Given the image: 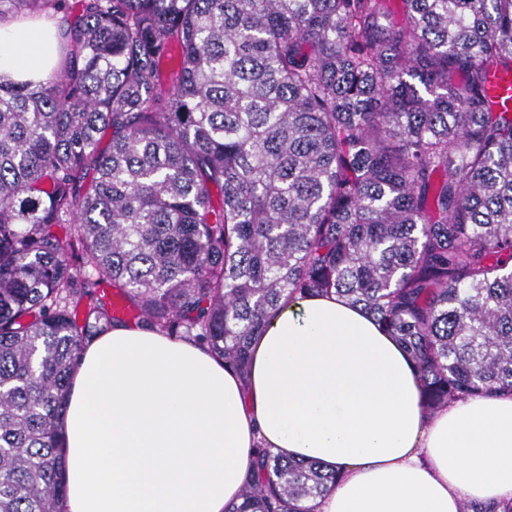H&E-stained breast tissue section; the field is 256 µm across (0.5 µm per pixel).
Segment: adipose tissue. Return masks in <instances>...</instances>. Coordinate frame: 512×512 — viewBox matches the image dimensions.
Instances as JSON below:
<instances>
[{"mask_svg":"<svg viewBox=\"0 0 512 512\" xmlns=\"http://www.w3.org/2000/svg\"><path fill=\"white\" fill-rule=\"evenodd\" d=\"M54 29L0 24V77L44 80ZM249 386L193 341L115 323L85 346L63 424L65 512H224L253 450L339 471L316 512H459L512 498V392L427 414L410 356L343 298L278 310Z\"/></svg>","mask_w":512,"mask_h":512,"instance_id":"1","label":"adipose tissue"}]
</instances>
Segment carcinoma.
Wrapping results in <instances>:
<instances>
[{
  "label": "carcinoma",
  "instance_id": "1",
  "mask_svg": "<svg viewBox=\"0 0 512 512\" xmlns=\"http://www.w3.org/2000/svg\"><path fill=\"white\" fill-rule=\"evenodd\" d=\"M23 13L67 19L54 76L0 81V512H63L73 371L123 321L99 288L244 381L272 312L334 293L429 411L512 392V0H0ZM337 479L256 448L225 512Z\"/></svg>",
  "mask_w": 512,
  "mask_h": 512
}]
</instances>
